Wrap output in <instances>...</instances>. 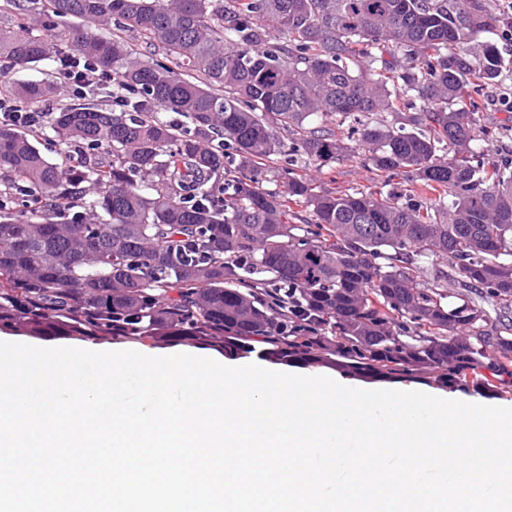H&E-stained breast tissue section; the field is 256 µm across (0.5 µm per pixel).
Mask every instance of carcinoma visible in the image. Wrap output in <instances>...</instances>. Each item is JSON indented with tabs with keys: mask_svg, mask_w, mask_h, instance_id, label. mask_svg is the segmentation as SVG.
Wrapping results in <instances>:
<instances>
[{
	"mask_svg": "<svg viewBox=\"0 0 512 512\" xmlns=\"http://www.w3.org/2000/svg\"><path fill=\"white\" fill-rule=\"evenodd\" d=\"M6 2L0 59L85 58L96 81L49 118L61 163L0 125V332L512 392V158L485 159L476 129L512 60L475 43L512 17L485 0H41L40 25L81 22L50 44ZM2 91L34 111L61 94L0 74ZM100 91L117 110L85 102ZM352 154L404 188L298 170Z\"/></svg>",
	"mask_w": 512,
	"mask_h": 512,
	"instance_id": "1",
	"label": "carcinoma"
}]
</instances>
